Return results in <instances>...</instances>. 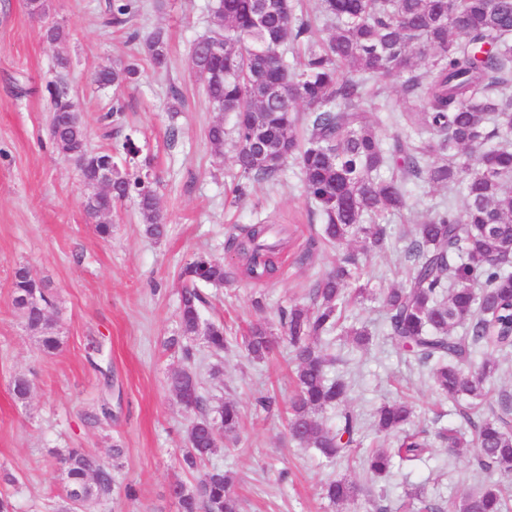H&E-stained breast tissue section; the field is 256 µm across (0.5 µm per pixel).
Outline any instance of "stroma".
Instances as JSON below:
<instances>
[{
  "label": "stroma",
  "instance_id": "obj_1",
  "mask_svg": "<svg viewBox=\"0 0 512 512\" xmlns=\"http://www.w3.org/2000/svg\"><path fill=\"white\" fill-rule=\"evenodd\" d=\"M214 0H141V32L163 29L168 66H145L134 86L102 89L91 80L101 67L132 57L126 34L104 26L108 0H50L52 17L69 32L66 41L49 43L29 13L26 0H0V495L15 512H61L64 480L55 453L84 448L110 461L112 447L123 455L112 499L87 512H177L169 486L183 479L179 457L194 411L179 404L169 380L174 371L195 370L212 403L231 400L243 420L237 444H224L213 465L232 472L242 512H415L412 493L443 505L460 499L485 482L467 459L435 447L423 461L401 465L384 479L366 474L369 449L393 446L376 434L373 415L384 401L413 402V425L428 431L457 428L454 406L442 403L427 371L397 348L383 331L385 311L368 299L351 311L350 322L373 332L366 349L353 348L333 333L327 348L334 361L329 378L349 384L347 401L362 419L347 457L329 463L311 448L291 441L285 408L295 389V362L287 343H278L263 361L250 359L241 346L249 325L265 320L277 325L280 309L309 305L310 285L330 272L346 251L364 241L340 245L317 235L321 221L310 213L302 175L287 164L278 185L242 180L231 148L215 152L208 127L232 117L210 105L191 63L194 43L207 35ZM70 66L66 79L93 149L107 147L98 122L100 110L121 102L125 130L134 131L140 152L133 166L148 167L157 180L159 207L167 231L161 239L146 235L138 206L117 203L108 220L112 235L100 239L84 210L87 190L75 164L66 162L48 138L50 103L44 93L55 80L57 57ZM182 103L171 112V88ZM177 137H169L170 128ZM245 194L235 198L233 188ZM409 208L390 218L386 251L363 260L362 278L373 288H395L402 281L394 266L407 244L412 224L462 190L412 184ZM277 215L288 231L277 276L264 283L240 278L221 288H205V321H220L229 346L214 355L202 340L191 341V358L166 347L179 333L180 271L198 252L231 263L224 251L229 234L268 215ZM46 280L55 297L49 317L62 347L43 353L12 310V276L17 265ZM26 377L30 394L15 401L11 382ZM274 397L271 411L255 400ZM108 404L112 417L92 423L88 414ZM346 477L362 490L358 506L338 508L321 488ZM133 495H126V487Z\"/></svg>",
  "mask_w": 512,
  "mask_h": 512
}]
</instances>
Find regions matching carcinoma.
Masks as SVG:
<instances>
[{"mask_svg": "<svg viewBox=\"0 0 512 512\" xmlns=\"http://www.w3.org/2000/svg\"><path fill=\"white\" fill-rule=\"evenodd\" d=\"M52 43L68 32L50 19L48 0H33ZM304 0H216L210 34L191 53L193 69L215 109L234 117L231 131L224 123L209 126L207 138L215 151L231 136L233 163L240 176L275 181L288 161L303 176L305 193L323 221L322 239L340 244L362 237L373 250H383L388 233L385 217L408 208L410 183L463 187L462 208L453 203L423 217L411 230L404 251L403 288L381 290L388 336L400 349L430 370L433 388L459 411L469 432L440 428L409 430L412 406L402 400L382 403L374 427L396 437L394 448H374L364 460L376 478L389 475L396 464H413L438 441L448 453L466 456L474 470L512 474V396L501 395L490 405L487 383L498 371L497 356L512 352V270L500 255L512 246V0H320L319 14L328 23L325 38L315 36ZM139 0H109L103 17L108 27L127 30L137 54L157 68L168 61L163 30L143 36L129 23L140 12ZM56 80L46 84L51 107L49 138L60 155L84 157L83 180L93 184L104 166L115 169V192L108 198L89 195L87 211H112L114 203L133 197L146 235L166 232L150 174L115 161L112 148L88 146V132L72 97L61 87L68 59L57 61ZM140 65L132 59L99 70L102 89L118 91L135 84ZM400 80L402 117L412 132H398L385 142L384 121L369 119L378 110L387 82ZM123 107L113 105L100 116L103 137H122L123 152L133 158L139 147L133 134H122ZM388 175H379L381 170ZM273 221L265 218L232 237L239 264L229 266L209 256H194L180 272V335L167 340L192 357L182 340L204 338L218 354L226 348L224 325L201 324L205 297L200 286L222 287L244 275L266 282L279 271L285 240H270ZM361 258L347 252L328 276L312 288V305L279 313L278 332L253 325L242 337L247 355L267 357L277 339L288 342L296 361V390L288 402V431L296 442L313 448L328 462L350 453L358 418L347 406L348 384L331 380V362L322 338L335 330L366 346L372 333L364 324L343 325L348 305L370 293L360 282ZM484 288H474L476 281ZM40 286L43 305H52L51 290L35 281L30 268L18 265L12 277V306L38 342L53 353L60 337L39 311L20 306L18 297ZM175 392L194 395L196 418L186 434L181 468L191 483L175 482L181 491V512H240L233 477L219 467L202 470L221 439L237 441L241 413L228 400L220 406L221 426L212 419L197 374L190 368L170 377ZM340 410L334 428L318 416ZM96 456L83 448L56 453L65 482L64 512H75L72 489L87 502L112 495L115 479L92 481L87 464ZM325 497L343 506L358 501L356 485L344 478L330 480ZM512 493L496 481L446 508L423 504V512H508Z\"/></svg>", "mask_w": 512, "mask_h": 512, "instance_id": "cac0c4a2", "label": "carcinoma"}]
</instances>
